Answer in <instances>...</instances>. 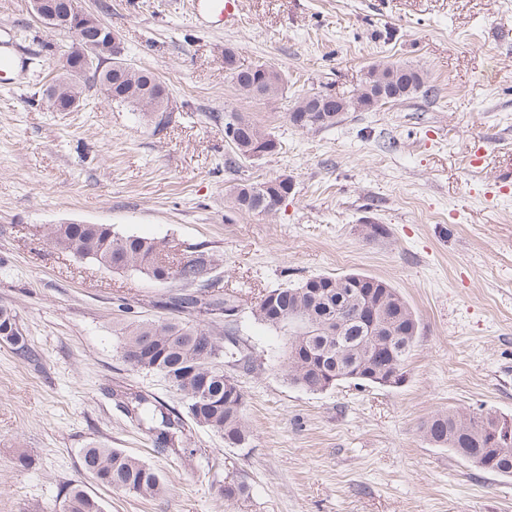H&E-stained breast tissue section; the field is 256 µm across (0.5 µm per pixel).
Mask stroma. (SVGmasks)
Masks as SVG:
<instances>
[{
	"mask_svg": "<svg viewBox=\"0 0 512 512\" xmlns=\"http://www.w3.org/2000/svg\"><path fill=\"white\" fill-rule=\"evenodd\" d=\"M112 28L126 63L169 88L170 122L84 94L70 112L46 90L73 37L47 29L31 0H0V29L21 65L0 73V306L13 308L37 360L0 343V512H62L82 484L105 512H512V477L433 447L421 425L439 411L483 408L512 418V0H240L238 23L201 26L189 0H80ZM268 63L279 99L243 95L225 64ZM417 69L424 90L371 112L303 131L296 98L347 97L375 62ZM245 115L275 153L225 168L224 116ZM288 176L272 214L234 209L241 179ZM387 229L366 237L362 219ZM108 224L199 246L218 264L213 289L250 309L267 290L320 274L389 282L419 320L398 388L350 382L324 392L281 369L288 334L242 318L255 369L239 374L250 441L225 447L192 427L197 454L156 450L116 411L110 392L142 390L178 409L179 395L120 357L122 327L159 319L179 291L59 252L49 225ZM98 442L149 463L167 492L144 500L96 485L80 452ZM235 462L245 505L218 488Z\"/></svg>",
	"mask_w": 512,
	"mask_h": 512,
	"instance_id": "1",
	"label": "stroma"
}]
</instances>
